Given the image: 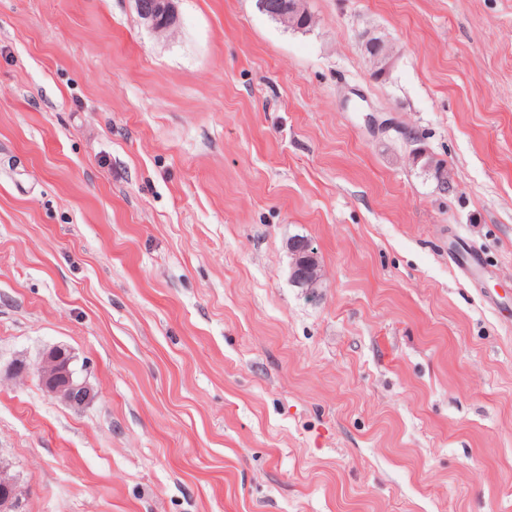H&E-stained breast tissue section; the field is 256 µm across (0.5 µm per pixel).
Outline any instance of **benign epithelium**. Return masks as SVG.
<instances>
[{"label": "benign epithelium", "mask_w": 512, "mask_h": 512, "mask_svg": "<svg viewBox=\"0 0 512 512\" xmlns=\"http://www.w3.org/2000/svg\"><path fill=\"white\" fill-rule=\"evenodd\" d=\"M140 19L154 32L164 34L173 29L177 16L175 0H135ZM270 17L287 28L302 30V20L313 24L314 17L307 10L304 0H296L290 9L270 14ZM364 47L370 51L369 58L374 74L385 77L389 73L395 49L390 42L381 38L364 35ZM429 154L416 149L408 156V163L422 168L432 174L437 185L445 189L452 186L451 173L447 164L430 165ZM292 256L291 279L300 288H317L322 280V270L312 244L306 240L294 239L289 242ZM39 380L46 392L61 403L79 409L94 400L96 393L93 386L83 375V369L77 367L76 358L71 350L54 346L43 353L36 366ZM0 512H24V500L12 477H3L0 482Z\"/></svg>", "instance_id": "benign-epithelium-1"}]
</instances>
